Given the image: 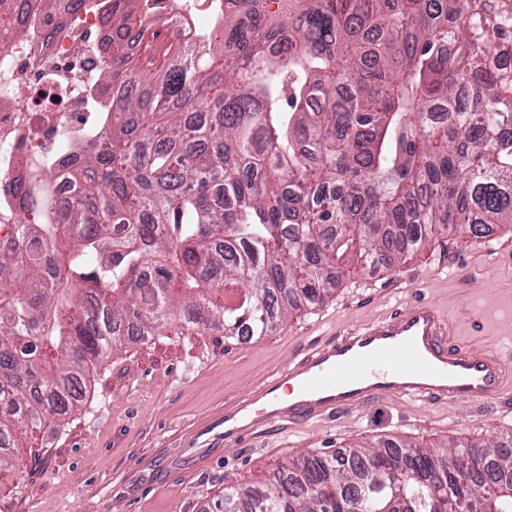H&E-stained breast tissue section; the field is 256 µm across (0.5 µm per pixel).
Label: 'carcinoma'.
I'll return each instance as SVG.
<instances>
[{"instance_id":"obj_1","label":"carcinoma","mask_w":512,"mask_h":512,"mask_svg":"<svg viewBox=\"0 0 512 512\" xmlns=\"http://www.w3.org/2000/svg\"><path fill=\"white\" fill-rule=\"evenodd\" d=\"M139 3L136 10L130 4ZM155 0H20L40 17L140 28L103 38L101 124L0 183L21 217L0 254V470L78 407L86 371L172 316L268 336L321 307L351 261L512 224V12L495 0H213L190 54L147 32ZM61 172L73 194L62 208ZM512 512V438L383 439L288 457L213 512Z\"/></svg>"}]
</instances>
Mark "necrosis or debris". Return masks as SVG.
Returning <instances> with one entry per match:
<instances>
[{"instance_id": "4bbe7bcc", "label": "necrosis or debris", "mask_w": 512, "mask_h": 512, "mask_svg": "<svg viewBox=\"0 0 512 512\" xmlns=\"http://www.w3.org/2000/svg\"><path fill=\"white\" fill-rule=\"evenodd\" d=\"M165 39L193 44L197 27L181 0H161L151 19ZM97 16L67 20L13 39L0 58V181L24 178L30 162L56 157L63 143L80 142L98 122L89 96L96 46L104 37Z\"/></svg>"}]
</instances>
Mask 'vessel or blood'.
I'll list each match as a JSON object with an SVG mask.
<instances>
[{
    "label": "vessel or blood",
    "mask_w": 512,
    "mask_h": 512,
    "mask_svg": "<svg viewBox=\"0 0 512 512\" xmlns=\"http://www.w3.org/2000/svg\"><path fill=\"white\" fill-rule=\"evenodd\" d=\"M511 385V362L495 352L473 353L439 306L411 302L333 333L225 399L223 410L191 431L188 445L235 447L380 398L489 403Z\"/></svg>",
    "instance_id": "obj_1"
}]
</instances>
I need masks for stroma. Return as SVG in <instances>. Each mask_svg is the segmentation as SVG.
Returning a JSON list of instances; mask_svg holds the SVG:
<instances>
[{"instance_id":"35a3bbf8","label":"stroma","mask_w":512,"mask_h":512,"mask_svg":"<svg viewBox=\"0 0 512 512\" xmlns=\"http://www.w3.org/2000/svg\"><path fill=\"white\" fill-rule=\"evenodd\" d=\"M424 299L456 322L471 350L512 347V228L487 243L463 236L410 252L396 270L355 267L327 302L300 309L272 334L242 342L178 322L115 350L87 376L78 408L52 432L22 438L0 475V512H208L232 483L267 476L285 457L331 453L380 437L480 443L512 433V391L479 405L463 401L414 408L383 399L334 420L297 427L285 438L248 440L201 462L183 441L194 422L327 337L321 316L356 324Z\"/></svg>"}]
</instances>
